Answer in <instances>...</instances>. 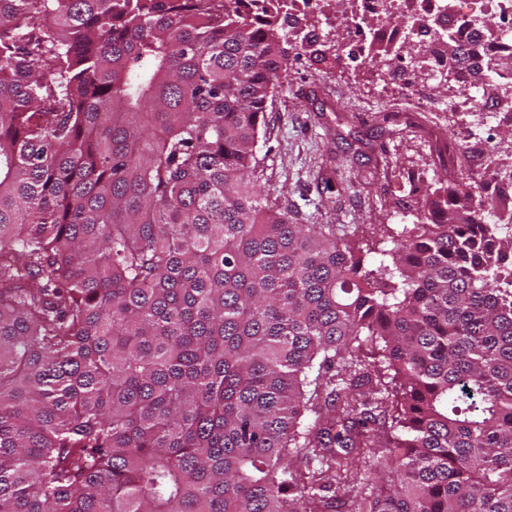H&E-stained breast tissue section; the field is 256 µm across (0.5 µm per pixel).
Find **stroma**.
<instances>
[{
  "mask_svg": "<svg viewBox=\"0 0 512 512\" xmlns=\"http://www.w3.org/2000/svg\"><path fill=\"white\" fill-rule=\"evenodd\" d=\"M310 49L289 40L288 80L269 100L266 127L256 147L259 183L270 201L301 224H363L369 243L392 249L387 224H415L417 189L437 180L429 141L406 122L419 99L451 106L456 98L442 83H425L418 95L385 90L381 78L358 62L322 60L333 32L316 14L306 18ZM395 114L381 123L379 114ZM457 140H483V152L465 149L463 170L476 172L485 161L512 165V125L477 121L451 128Z\"/></svg>",
  "mask_w": 512,
  "mask_h": 512,
  "instance_id": "35a3bbf8",
  "label": "stroma"
}]
</instances>
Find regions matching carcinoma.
<instances>
[{"label": "carcinoma", "mask_w": 512, "mask_h": 512, "mask_svg": "<svg viewBox=\"0 0 512 512\" xmlns=\"http://www.w3.org/2000/svg\"><path fill=\"white\" fill-rule=\"evenodd\" d=\"M278 16L0 0V512H512L509 225L264 197Z\"/></svg>", "instance_id": "carcinoma-1"}]
</instances>
